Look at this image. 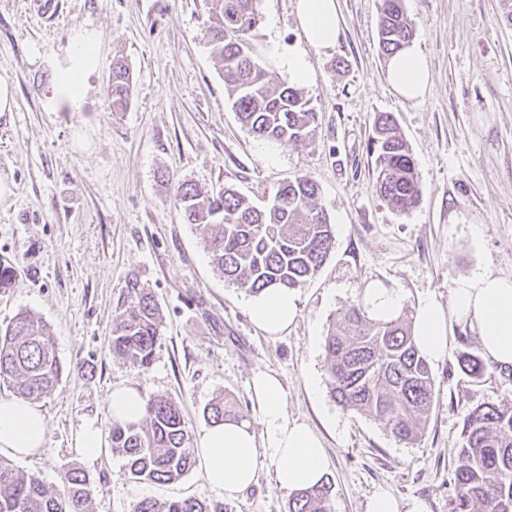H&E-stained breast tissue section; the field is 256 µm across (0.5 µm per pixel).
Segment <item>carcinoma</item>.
Instances as JSON below:
<instances>
[{"label":"carcinoma","mask_w":512,"mask_h":512,"mask_svg":"<svg viewBox=\"0 0 512 512\" xmlns=\"http://www.w3.org/2000/svg\"><path fill=\"white\" fill-rule=\"evenodd\" d=\"M204 2L211 54L240 122L263 141L305 144L313 135L316 112L301 88L272 78L264 67L256 44L260 19L255 0ZM378 33L386 56L411 41L413 26L402 0H382ZM107 91L112 111H126L132 80L120 60L113 63ZM369 151L378 196L401 214L418 208L423 188L390 113L375 117ZM318 195L316 181L301 175L283 181L262 206L231 185L210 192L186 182L177 186L176 201L186 223L202 230L212 263L224 279L257 296L271 286L296 291L322 267L334 234ZM162 339L154 296L138 279L128 280L112 328V354L147 368ZM323 349L331 394L341 406L373 417L405 444L422 438L434 407V384L430 364L414 340L413 318L376 320L358 301L327 332ZM457 365L472 381L483 382L487 367L476 352L462 351ZM62 373L39 318L20 312L0 329V380L19 397L47 396ZM205 414L211 423L243 418L236 402L222 397L212 400ZM111 440L112 452L127 459L134 480L170 483L194 465L189 428L178 402L168 397L147 399L138 423L113 422ZM454 483L449 512H506L512 506V401L465 411ZM332 490L331 482L323 481L296 491L285 512H332ZM0 512H91L89 480L70 468L61 473L59 488L50 491L39 477L0 457ZM132 512L234 510L226 501L193 497L162 504L145 498Z\"/></svg>","instance_id":"carcinoma-1"}]
</instances>
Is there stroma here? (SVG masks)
<instances>
[{
    "label": "stroma",
    "instance_id": "1",
    "mask_svg": "<svg viewBox=\"0 0 512 512\" xmlns=\"http://www.w3.org/2000/svg\"><path fill=\"white\" fill-rule=\"evenodd\" d=\"M0 0V73L14 81L16 108L0 115V262L19 271L0 290V327L30 312L45 324L63 365L51 394L43 448L0 457L57 488L62 471L89 480L93 512H131L141 499L217 500L200 465L169 484L131 479L126 461L102 446L89 458L75 441L85 419L109 432L114 385L178 401L192 432L206 427L216 396L234 398L253 429L260 419L250 381L280 377L289 418L308 424L327 457L333 512H368L379 492L398 512H448L462 412L512 399V367L489 366L484 382L462 374L457 355L480 342L448 320L445 356L431 365L437 402L420 441L407 445L331 395L324 338L365 289H395L402 310L448 306L455 282L476 270L512 277V24L503 0H403L431 74L429 92L400 98L378 41L381 0H338L339 37L319 49L306 39L297 0H256L269 74L285 78L279 52L304 57L302 83L317 114L305 146L269 150L239 122L211 57L203 0ZM84 28L100 35L96 69L80 111L42 107L55 83L34 52L63 54ZM132 75L127 111L112 109L114 57ZM392 113L415 160L424 195L408 214L372 188L367 143L377 113ZM311 175L334 228L319 273L296 292L299 316L269 334L252 322L251 294L214 268L200 229L184 223L178 183L225 184L261 202L282 181ZM138 278L159 304L163 340L149 368L114 357L112 325L126 283ZM288 491L262 467L233 499L234 512H284Z\"/></svg>",
    "mask_w": 512,
    "mask_h": 512
}]
</instances>
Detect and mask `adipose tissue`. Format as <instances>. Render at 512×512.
<instances>
[{
    "label": "adipose tissue",
    "mask_w": 512,
    "mask_h": 512,
    "mask_svg": "<svg viewBox=\"0 0 512 512\" xmlns=\"http://www.w3.org/2000/svg\"><path fill=\"white\" fill-rule=\"evenodd\" d=\"M298 17L311 45L335 44L340 23L337 0H298ZM99 41L97 31L84 29L71 36L64 55L39 56V63L56 76L51 95L43 101L45 111L80 107L84 77L96 67ZM388 71L393 89L403 99H416L428 87L429 70L417 45H408L389 59ZM250 315L265 332L283 331L298 316L296 294L285 288L265 289L252 303ZM451 317L478 336L486 358L502 368L512 366L511 278L480 270L455 283L448 308L425 302L415 314V335L428 361L445 354L446 322ZM251 387L261 431H253L243 421H227L197 435L198 456L211 490L234 498L255 482L266 463L273 466L282 489L319 484L325 473V451L306 424L289 418L280 378L260 371ZM45 435V416L38 407L20 398L0 399V449L19 456L32 454L43 447Z\"/></svg>",
    "instance_id": "1"
}]
</instances>
